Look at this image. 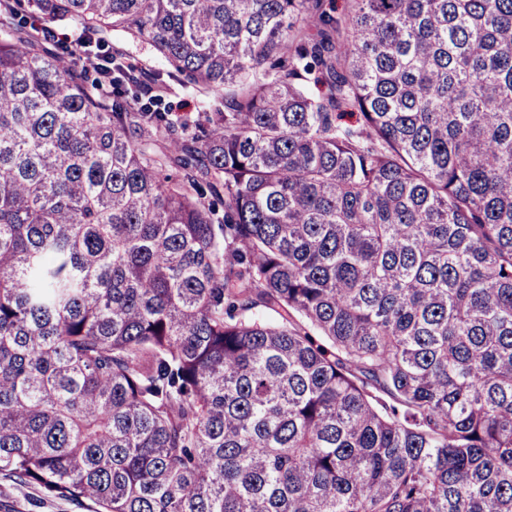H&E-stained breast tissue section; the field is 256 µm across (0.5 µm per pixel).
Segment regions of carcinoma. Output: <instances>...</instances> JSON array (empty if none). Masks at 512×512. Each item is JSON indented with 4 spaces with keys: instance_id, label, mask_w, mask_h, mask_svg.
<instances>
[{
    "instance_id": "1",
    "label": "carcinoma",
    "mask_w": 512,
    "mask_h": 512,
    "mask_svg": "<svg viewBox=\"0 0 512 512\" xmlns=\"http://www.w3.org/2000/svg\"><path fill=\"white\" fill-rule=\"evenodd\" d=\"M0 475L95 512H512V0H0ZM126 63L135 68L161 70L165 66L164 59L150 46L138 42H129L125 45ZM169 82L172 87L166 101L170 106V117L178 123L187 119L189 131L199 133V127L207 125L205 112H210L209 99L191 88L182 87L174 80Z\"/></svg>"
}]
</instances>
